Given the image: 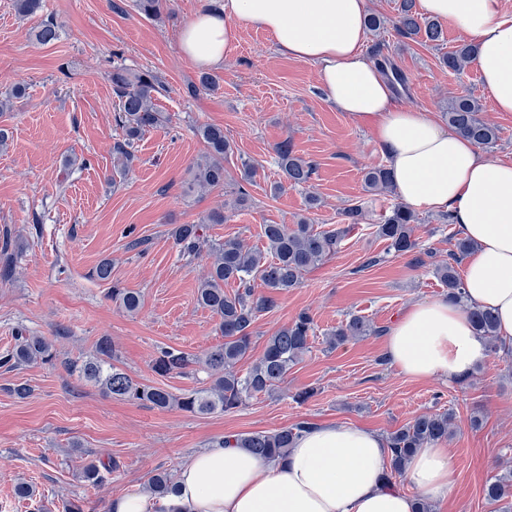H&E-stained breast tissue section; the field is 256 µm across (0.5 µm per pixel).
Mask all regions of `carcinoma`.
Returning a JSON list of instances; mask_svg holds the SVG:
<instances>
[{"instance_id":"1","label":"carcinoma","mask_w":512,"mask_h":512,"mask_svg":"<svg viewBox=\"0 0 512 512\" xmlns=\"http://www.w3.org/2000/svg\"><path fill=\"white\" fill-rule=\"evenodd\" d=\"M138 11L148 19L161 18L168 0H135ZM15 12L22 17H32L44 9V0H14ZM392 26L397 35L410 40L422 39L436 46L443 44L441 26L415 11V0H400L398 15ZM58 38L57 23L51 19L41 22L35 31V40L41 45L53 43ZM472 44H463L442 57V64L457 72L475 57ZM375 63L382 71L396 77L406 85L404 75L393 66L390 56L382 53L381 43L372 48ZM112 91L118 101L117 122L124 131V138L113 146L114 171L126 174L134 160L133 145L143 132L156 128L166 120L154 104L155 94L163 88L158 76L151 71H136L118 65L110 73ZM482 105L471 95L448 99L443 115L449 125L480 148H489L498 140V128L481 116ZM197 136L205 144V154L191 167L190 188L200 192L224 187L226 169L224 159L232 146L224 135V127L204 123L196 128ZM278 165L283 179L293 186L308 183L314 174L313 164L293 154L291 145L283 142L276 147ZM364 182L368 189L379 193L392 192L388 168L375 165L367 169ZM415 214L407 207L396 204L376 233L388 243V250L406 255L418 248L414 238ZM224 223V211H212L203 224H177L171 237L180 255L192 262L202 257L208 260L207 271L197 286L199 305L209 309L218 319V329L224 343L210 349L202 357L183 350L161 347L153 360V369L160 376L185 374L203 370L209 382L202 388L174 394L169 390L139 383L122 368L113 363L115 351L109 337H101L95 353L77 359L61 361L64 369L94 383L107 396L130 401L157 409L177 408L192 415H208L233 410L247 400L273 391L284 382L288 372L304 354L309 352L310 339L315 336L316 324L307 311L299 312L287 325L267 339L263 353L249 368L241 372L237 365L252 349L253 328L257 317L275 307L277 296L298 287L306 274L336 252L342 231H319L301 218L297 223L265 224L263 238L266 250L245 246L236 238L224 240L207 236L205 225ZM453 249L448 260L432 263L435 277L448 288V300L466 304L465 288L456 265L473 250V244L463 237L452 235ZM12 243L6 239L0 245L4 263L0 276L8 278L14 269ZM261 284L267 293L255 292ZM232 286L227 293L224 287ZM113 301L129 313L141 305V295L125 288L113 287ZM470 317L479 335L488 344L489 352L512 354L497 336V323L489 310L471 309ZM377 332L369 321L359 316L351 317L344 325L328 333L327 343L336 348L351 339ZM15 347L0 357V367L16 369L28 364H54L58 361L54 343L44 336H30L21 331L15 336ZM453 414L448 411L426 412L415 416L409 423L387 435L390 451L386 482L391 474L400 473L404 462L418 448L428 444L446 442L450 437ZM308 422L299 421L271 432L237 434L227 443L265 459L283 460ZM175 480L166 471L155 473L149 481L153 498L160 501L174 490ZM486 500L498 507L499 512H512V469L505 468L493 475L485 486Z\"/></svg>"}]
</instances>
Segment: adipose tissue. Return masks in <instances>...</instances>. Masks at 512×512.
I'll list each match as a JSON object with an SVG mask.
<instances>
[{
  "mask_svg": "<svg viewBox=\"0 0 512 512\" xmlns=\"http://www.w3.org/2000/svg\"><path fill=\"white\" fill-rule=\"evenodd\" d=\"M478 48L475 59L494 108L512 112V13L499 0H419ZM366 0H223L182 31L195 65L223 64L242 26L272 36L278 53L317 66L327 100L370 125L400 200L414 210L451 214L474 244L463 260L466 306L444 299L412 303L391 328L386 357L415 379L467 377L488 359L467 306L490 310L512 342V161L487 156L435 117L400 107L391 82L365 55ZM388 442L366 427L322 422L301 433L282 463L212 444L180 469L166 512H414L402 484L436 501L455 484L442 443L417 449L399 485L385 484Z\"/></svg>",
  "mask_w": 512,
  "mask_h": 512,
  "instance_id": "adipose-tissue-1",
  "label": "adipose tissue"
}]
</instances>
